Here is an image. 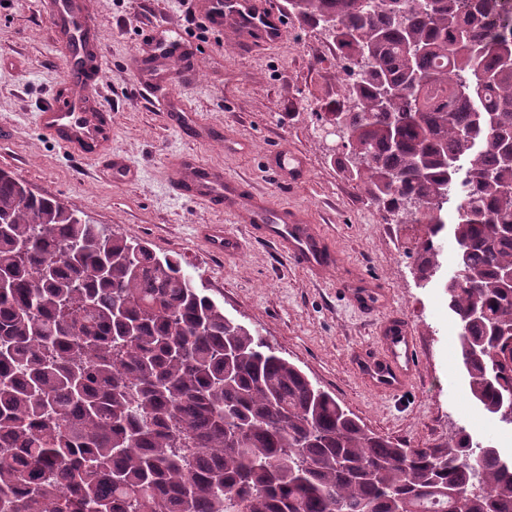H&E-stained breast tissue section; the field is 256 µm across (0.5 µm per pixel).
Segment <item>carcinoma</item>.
<instances>
[{"mask_svg":"<svg viewBox=\"0 0 512 512\" xmlns=\"http://www.w3.org/2000/svg\"><path fill=\"white\" fill-rule=\"evenodd\" d=\"M336 47L339 169L440 272L455 203L470 394L512 425V18L490 0H284ZM421 201L410 209L407 202ZM512 512V460L464 429L370 430L179 255L92 224L0 169V512Z\"/></svg>","mask_w":512,"mask_h":512,"instance_id":"carcinoma-1","label":"carcinoma"}]
</instances>
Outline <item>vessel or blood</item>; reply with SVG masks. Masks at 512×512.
Returning a JSON list of instances; mask_svg holds the SVG:
<instances>
[{
    "instance_id": "1",
    "label": "vessel or blood",
    "mask_w": 512,
    "mask_h": 512,
    "mask_svg": "<svg viewBox=\"0 0 512 512\" xmlns=\"http://www.w3.org/2000/svg\"><path fill=\"white\" fill-rule=\"evenodd\" d=\"M43 12L67 43L66 81L75 94L65 104L46 101L37 114V127L75 156L105 158L112 136V115L100 107L96 94L103 72L97 40L99 18L88 0H45ZM199 13L215 28L233 22L243 40L258 47L274 45L284 34L279 12L267 0H201ZM190 57V45L165 24L151 29L140 50L145 67L170 61L185 65ZM170 167L174 173L171 188L177 196L237 209L253 238L274 245L292 264L316 278L335 269L336 252L321 226L292 218L287 208L273 207L267 200L242 197L239 183L228 180L221 169L203 163L197 155H176ZM267 168L283 179L301 175L300 167L292 166L284 150L268 158ZM200 233L214 251L230 253L239 246L237 238L227 235L223 225H201ZM417 348V339L405 318L393 315L381 327L379 349L360 353L356 364L376 388L399 394L416 378Z\"/></svg>"
}]
</instances>
